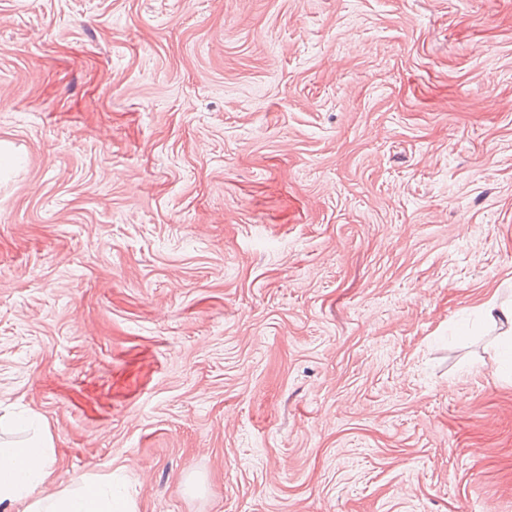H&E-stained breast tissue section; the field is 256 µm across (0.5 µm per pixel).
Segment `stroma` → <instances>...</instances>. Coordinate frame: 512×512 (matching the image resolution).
<instances>
[{
	"instance_id": "35a3bbf8",
	"label": "stroma",
	"mask_w": 512,
	"mask_h": 512,
	"mask_svg": "<svg viewBox=\"0 0 512 512\" xmlns=\"http://www.w3.org/2000/svg\"><path fill=\"white\" fill-rule=\"evenodd\" d=\"M512 0H0V414L133 512H512ZM485 317L494 324H504L507 331L504 332L505 340L510 343L511 349V374H512V302L510 304L488 303L484 308Z\"/></svg>"
}]
</instances>
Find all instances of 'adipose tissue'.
<instances>
[{"label": "adipose tissue", "instance_id": "obj_1", "mask_svg": "<svg viewBox=\"0 0 512 512\" xmlns=\"http://www.w3.org/2000/svg\"><path fill=\"white\" fill-rule=\"evenodd\" d=\"M53 464L49 435H41L8 448H0V512H131L122 493L111 484L83 482L74 490L39 496Z\"/></svg>", "mask_w": 512, "mask_h": 512}]
</instances>
